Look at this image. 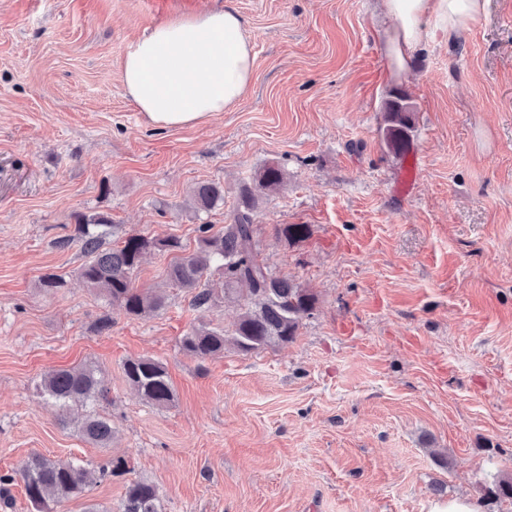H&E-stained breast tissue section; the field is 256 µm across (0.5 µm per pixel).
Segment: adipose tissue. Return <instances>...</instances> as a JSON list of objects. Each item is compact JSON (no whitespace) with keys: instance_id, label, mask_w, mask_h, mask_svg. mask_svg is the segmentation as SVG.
<instances>
[{"instance_id":"ef3b65f1","label":"adipose tissue","mask_w":512,"mask_h":512,"mask_svg":"<svg viewBox=\"0 0 512 512\" xmlns=\"http://www.w3.org/2000/svg\"><path fill=\"white\" fill-rule=\"evenodd\" d=\"M384 8L392 21L383 33L387 57L401 72L427 36L426 20L459 39L484 0H384ZM253 63L242 19L227 6L167 21L139 38L122 61V83L154 127L197 125L244 97Z\"/></svg>"}]
</instances>
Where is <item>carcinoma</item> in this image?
I'll return each mask as SVG.
<instances>
[{
    "label": "carcinoma",
    "instance_id": "obj_1",
    "mask_svg": "<svg viewBox=\"0 0 512 512\" xmlns=\"http://www.w3.org/2000/svg\"><path fill=\"white\" fill-rule=\"evenodd\" d=\"M414 129L411 105L401 91L389 92L385 102L383 141L388 151L398 157L408 150ZM284 182L283 171L268 165L240 189L236 210L219 230L212 224L198 227V247L185 252L176 237L157 239L130 235L106 248L103 227L112 223L104 213L80 215L73 234L60 246H79L85 262L78 277L87 287L103 294L112 305L129 317H143L161 310L165 297L159 292H144L134 286L145 254L167 252L172 259L166 270L167 281L192 294V304L208 309L224 302H238L242 313L231 333L201 324L182 337V350L205 359L224 351L228 343L248 353L272 345L288 344L298 336L303 320L312 317L317 296L291 279L273 275L255 249L256 233L252 213L259 193L273 192ZM191 199L196 209L210 211L224 202V187L200 183L193 187ZM278 236L289 242L306 238L307 224H284ZM125 376L140 399L158 407L174 400L166 368L158 361L139 357L123 365ZM40 394L67 413L73 406L83 410L80 432L85 440L106 448L112 441V420L90 410L104 396L103 379L89 365L60 368L47 372L39 385ZM129 472L124 459L117 458L99 469H90L72 461H54L34 453L16 471L24 482L28 501L34 512H50V504L76 497L91 486L115 475ZM489 501L512 499V477L496 480L483 488ZM157 487L144 479L127 483L120 512H158Z\"/></svg>",
    "mask_w": 512,
    "mask_h": 512
}]
</instances>
